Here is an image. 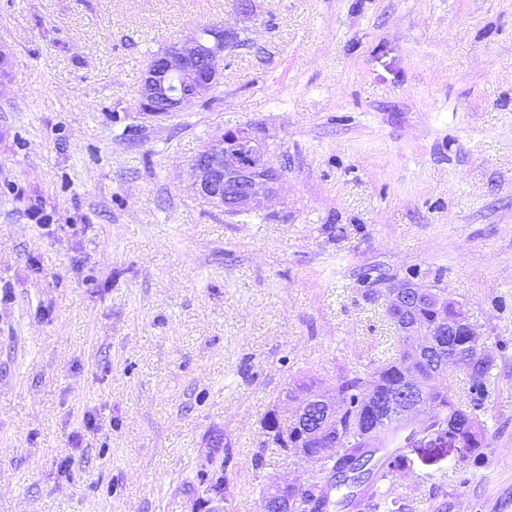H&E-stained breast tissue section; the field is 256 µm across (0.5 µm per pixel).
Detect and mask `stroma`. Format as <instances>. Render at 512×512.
<instances>
[{"label":"stroma","instance_id":"stroma-1","mask_svg":"<svg viewBox=\"0 0 512 512\" xmlns=\"http://www.w3.org/2000/svg\"><path fill=\"white\" fill-rule=\"evenodd\" d=\"M205 100L141 114L153 53L234 0H0V512H228L309 463L262 448L284 391L394 351L368 270H419L495 364L480 464L394 477L412 512L512 495V0H258ZM250 125L285 178L259 218L189 189ZM264 454L268 465L254 471ZM233 466V457L229 453L224 455V465L222 464L219 469L209 467L201 468L198 472L199 484H207L213 490L204 489L203 495L197 499L196 511L198 512H224L226 511V473L229 467ZM216 489H222L223 493H218ZM216 507H215V505Z\"/></svg>","mask_w":512,"mask_h":512}]
</instances>
